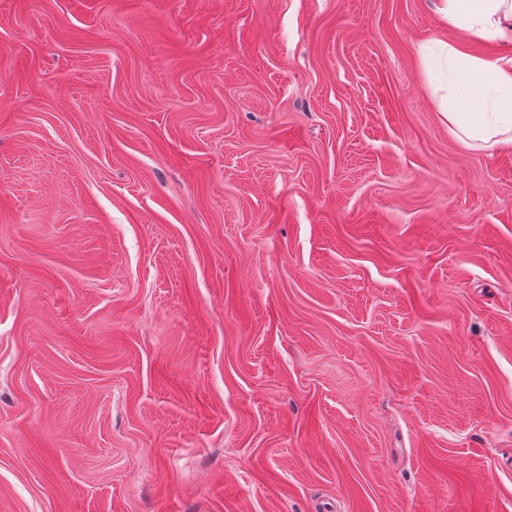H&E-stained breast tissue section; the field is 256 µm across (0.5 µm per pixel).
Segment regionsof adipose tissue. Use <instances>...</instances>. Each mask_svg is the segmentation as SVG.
Segmentation results:
<instances>
[{
	"mask_svg": "<svg viewBox=\"0 0 512 512\" xmlns=\"http://www.w3.org/2000/svg\"><path fill=\"white\" fill-rule=\"evenodd\" d=\"M435 11L459 34L442 45L452 80L436 100L449 131L469 146L512 148V54L469 52L473 38L512 44V0H437Z\"/></svg>",
	"mask_w": 512,
	"mask_h": 512,
	"instance_id": "ef3b65f1",
	"label": "adipose tissue"
}]
</instances>
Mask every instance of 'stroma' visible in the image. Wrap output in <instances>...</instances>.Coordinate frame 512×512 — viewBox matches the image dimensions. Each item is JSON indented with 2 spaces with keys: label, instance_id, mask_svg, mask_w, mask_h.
Wrapping results in <instances>:
<instances>
[{
  "label": "stroma",
  "instance_id": "1",
  "mask_svg": "<svg viewBox=\"0 0 512 512\" xmlns=\"http://www.w3.org/2000/svg\"><path fill=\"white\" fill-rule=\"evenodd\" d=\"M433 2L0 0V512H512Z\"/></svg>",
  "mask_w": 512,
  "mask_h": 512
}]
</instances>
